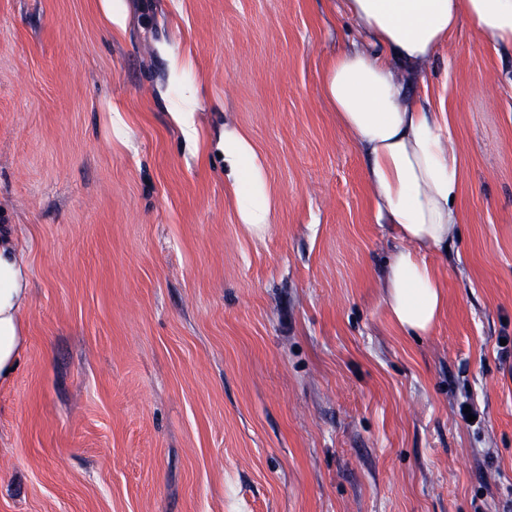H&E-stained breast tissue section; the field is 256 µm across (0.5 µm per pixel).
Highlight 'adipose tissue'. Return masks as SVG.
I'll return each instance as SVG.
<instances>
[{"mask_svg": "<svg viewBox=\"0 0 512 512\" xmlns=\"http://www.w3.org/2000/svg\"><path fill=\"white\" fill-rule=\"evenodd\" d=\"M359 41L330 58L321 90L339 124L366 156L370 203L400 241L382 279L396 328L423 336L442 318L447 292L431 255L460 232L461 154L448 115L430 111L408 91L462 20L488 40L512 45V0H342ZM228 167L227 192L254 236L272 222L263 164L239 130L218 144ZM30 274L8 225H0V384L16 371L25 344L22 311Z\"/></svg>", "mask_w": 512, "mask_h": 512, "instance_id": "1", "label": "adipose tissue"}]
</instances>
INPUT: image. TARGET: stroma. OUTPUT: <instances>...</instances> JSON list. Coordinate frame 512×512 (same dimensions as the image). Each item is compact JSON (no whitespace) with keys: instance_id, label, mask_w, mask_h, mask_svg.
Wrapping results in <instances>:
<instances>
[{"instance_id":"stroma-1","label":"stroma","mask_w":512,"mask_h":512,"mask_svg":"<svg viewBox=\"0 0 512 512\" xmlns=\"http://www.w3.org/2000/svg\"><path fill=\"white\" fill-rule=\"evenodd\" d=\"M357 38L335 0H0V224L32 288L0 512H512V47L462 23L409 86L450 116L464 222L442 319L405 336L399 243L321 93ZM228 126L265 165L260 238ZM218 148L228 165L227 192L233 198L241 224L254 236L263 235L272 223V201L263 164L254 146L239 130L225 127Z\"/></svg>"}]
</instances>
